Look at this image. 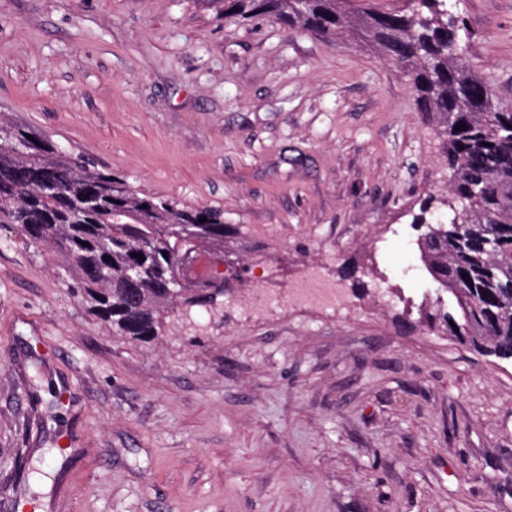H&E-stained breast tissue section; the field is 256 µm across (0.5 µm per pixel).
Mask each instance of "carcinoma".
<instances>
[{"instance_id":"cac0c4a2","label":"carcinoma","mask_w":512,"mask_h":512,"mask_svg":"<svg viewBox=\"0 0 512 512\" xmlns=\"http://www.w3.org/2000/svg\"><path fill=\"white\" fill-rule=\"evenodd\" d=\"M207 2L226 19H271L326 40L351 30L408 77L418 109L442 123L450 176L440 216L427 220L429 199L413 223L423 228L418 246L436 303L450 293L455 306L421 323L483 356L512 360V105L468 66L458 0H403L388 9L377 0ZM0 224L19 225L27 244L54 253L62 279L90 310L140 341L160 335L168 312L185 316L203 306L196 283L166 287L185 243L216 261L238 231L222 210L148 195L2 122Z\"/></svg>"}]
</instances>
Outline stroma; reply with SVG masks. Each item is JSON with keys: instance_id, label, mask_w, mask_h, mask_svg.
<instances>
[{"instance_id": "obj_1", "label": "stroma", "mask_w": 512, "mask_h": 512, "mask_svg": "<svg viewBox=\"0 0 512 512\" xmlns=\"http://www.w3.org/2000/svg\"><path fill=\"white\" fill-rule=\"evenodd\" d=\"M459 8L512 105V0ZM0 120L223 210L248 256L204 317L139 342L0 224V512H512V363L420 322L454 304L412 224L448 166L378 50L206 0H0ZM312 265L343 308L247 313Z\"/></svg>"}]
</instances>
